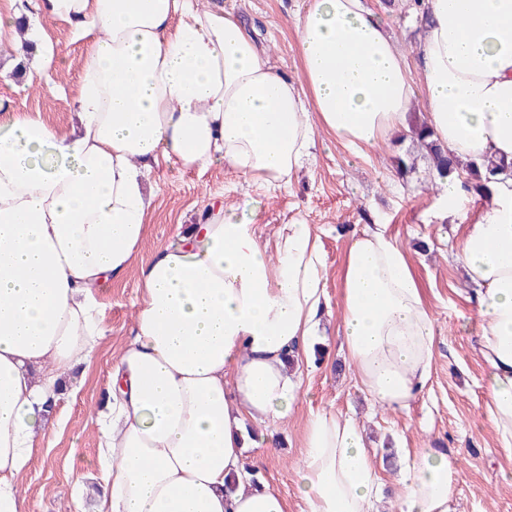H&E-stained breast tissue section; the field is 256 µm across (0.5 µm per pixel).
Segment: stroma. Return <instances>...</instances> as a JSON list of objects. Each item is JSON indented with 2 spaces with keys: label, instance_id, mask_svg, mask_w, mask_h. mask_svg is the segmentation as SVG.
Masks as SVG:
<instances>
[{
  "label": "stroma",
  "instance_id": "35a3bbf8",
  "mask_svg": "<svg viewBox=\"0 0 512 512\" xmlns=\"http://www.w3.org/2000/svg\"><path fill=\"white\" fill-rule=\"evenodd\" d=\"M413 2L365 0L410 59L423 33ZM223 3L253 31L280 69L299 77L297 33L288 17L304 10L309 0ZM7 12L26 16L30 33L47 32L62 64L55 88L38 87L30 80L34 60L21 59L18 42L0 43V114L37 116L58 128L70 127L84 65L82 45L71 42L67 24L36 12L33 0H0V13ZM20 63L26 75L13 77ZM412 149L409 136L399 132L366 157L356 158L332 136L317 133L315 164L302 170L291 187L272 196L220 163L200 171L162 160L153 169L155 198L140 262H148L157 250L174 242L178 228L201 223L206 204L217 201L230 206L247 194L260 202L255 230L261 239L274 240L280 225L300 219L310 224L320 240L326 284L325 357L311 359L304 366L303 399L293 416L277 428L275 447L246 451L256 479L279 488L292 512L300 507L296 469L305 421L313 409L352 416L364 428L377 463L378 512L393 508L404 459L426 447L452 454L459 461L448 512H512V450L499 446L487 418V366L478 348L475 287L455 260L462 226L483 200L466 194L455 214L440 217L427 160L418 158L415 171L405 175L398 169V159ZM374 224L384 225L387 234L403 246L433 316L436 336L427 387L397 411L378 407L362 390L337 332L340 278L349 239L355 231ZM99 298L107 335L86 371L77 375L74 388L54 407L62 423L34 450L22 482L24 512H69L73 491H80L89 505L100 491L99 445L92 413L108 403L112 362L130 337L138 301L135 277L102 288Z\"/></svg>",
  "mask_w": 512,
  "mask_h": 512
}]
</instances>
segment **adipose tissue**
Instances as JSON below:
<instances>
[{"label": "adipose tissue", "instance_id": "1", "mask_svg": "<svg viewBox=\"0 0 512 512\" xmlns=\"http://www.w3.org/2000/svg\"><path fill=\"white\" fill-rule=\"evenodd\" d=\"M83 43L76 125L0 117V512L53 428L51 401L106 335L98 290L136 275L131 335L99 415L103 487L70 512H288L252 481L249 424L277 427L322 341L319 238L297 220L274 243L244 199L138 263L159 159L225 169L274 193L313 161L317 131L355 156L409 130L406 56L364 0H310L292 18L299 80L217 0H43ZM416 47L427 125L458 159L504 166L457 260L476 287L487 415L512 447V0H422ZM340 332L365 391L394 410L427 386L433 318L384 226L352 235ZM300 512H374L363 429L323 409L305 424ZM457 460L423 448L399 471L398 512H448Z\"/></svg>", "mask_w": 512, "mask_h": 512}]
</instances>
